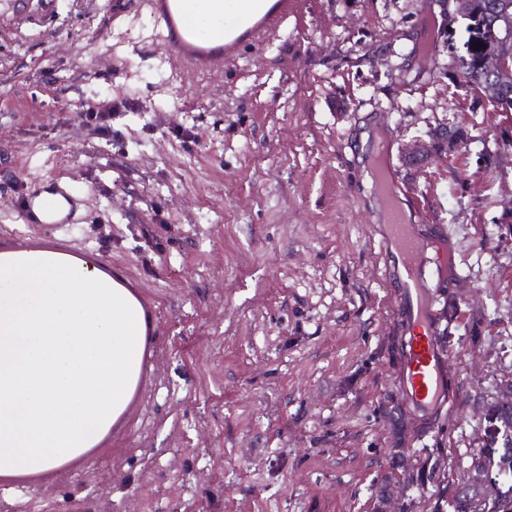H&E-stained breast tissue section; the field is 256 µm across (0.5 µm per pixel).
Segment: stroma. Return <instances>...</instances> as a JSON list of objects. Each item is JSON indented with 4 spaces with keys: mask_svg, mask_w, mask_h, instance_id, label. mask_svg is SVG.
<instances>
[{
    "mask_svg": "<svg viewBox=\"0 0 512 512\" xmlns=\"http://www.w3.org/2000/svg\"><path fill=\"white\" fill-rule=\"evenodd\" d=\"M150 0H0V253L94 257L138 299L142 368L111 430L62 469L0 480V512H436L512 380V112L467 87L474 40L439 0H297L223 71L172 56ZM126 102L108 131L85 105ZM449 121L423 170L404 149ZM430 253L450 400L401 398L399 288L377 140ZM67 223H25L59 173ZM407 466L445 460L404 488Z\"/></svg>",
    "mask_w": 512,
    "mask_h": 512,
    "instance_id": "1",
    "label": "stroma"
}]
</instances>
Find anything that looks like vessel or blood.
<instances>
[{
    "label": "vessel or blood",
    "instance_id": "1",
    "mask_svg": "<svg viewBox=\"0 0 512 512\" xmlns=\"http://www.w3.org/2000/svg\"><path fill=\"white\" fill-rule=\"evenodd\" d=\"M156 15L167 31L171 52L195 71L223 68L245 44L274 35L287 18L292 0H163ZM375 188L383 205L387 248L393 258V274L399 285L397 319L406 328V374L402 394L406 402L424 414L448 395L444 374L445 355L434 345L430 329L436 298L427 278L434 260L416 234L401 206L403 189L378 171ZM20 209L27 223L55 224L59 216L38 194L22 197Z\"/></svg>",
    "mask_w": 512,
    "mask_h": 512
}]
</instances>
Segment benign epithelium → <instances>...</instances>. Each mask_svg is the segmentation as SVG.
<instances>
[{
	"instance_id": "1",
	"label": "benign epithelium",
	"mask_w": 512,
	"mask_h": 512,
	"mask_svg": "<svg viewBox=\"0 0 512 512\" xmlns=\"http://www.w3.org/2000/svg\"><path fill=\"white\" fill-rule=\"evenodd\" d=\"M456 4L455 12L470 20L469 27L475 40L481 42V48L470 51L463 62L473 61L484 71L497 76V81L479 87L480 92L493 100L504 112H512V100L501 98L498 82L512 78V7L504 5L497 20L495 39L490 40L486 34V18L475 0H452ZM461 142L456 130L442 122L427 131V138L418 139L409 153L413 163L424 166L434 162L447 153L448 147H455ZM487 484V474L478 463H472L467 480L459 487L464 492Z\"/></svg>"
}]
</instances>
